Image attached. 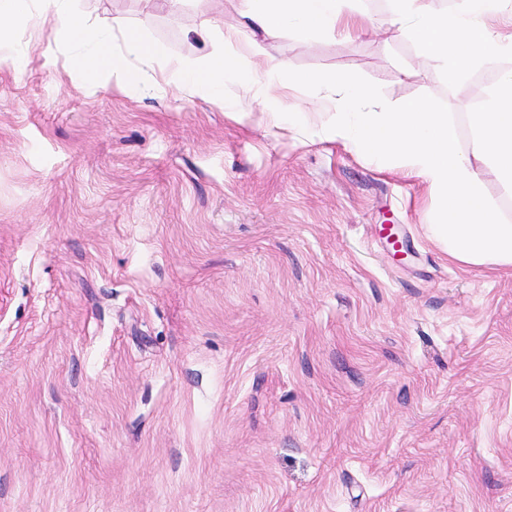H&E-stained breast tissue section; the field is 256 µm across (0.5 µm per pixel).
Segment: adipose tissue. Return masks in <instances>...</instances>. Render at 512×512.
<instances>
[{"mask_svg": "<svg viewBox=\"0 0 512 512\" xmlns=\"http://www.w3.org/2000/svg\"><path fill=\"white\" fill-rule=\"evenodd\" d=\"M391 23L410 35L423 53L438 64L449 81L462 79L489 59L512 56V33L495 25L512 14V0H454L451 11L434 8L433 0H389ZM245 27L239 38L256 45L258 36L294 30L351 36L356 29L343 0H239ZM34 24L52 19L57 34L71 45L70 65L86 86L111 78L114 87L160 67L166 85L177 90H204L222 102L224 82L247 73L239 55L212 43L199 58L159 63L143 35L127 30L123 47L114 50L110 29L91 25L75 0H0V14ZM283 79L299 86L324 88L330 108L316 130L318 138L341 142L349 150L373 159L382 168H398L427 185L432 222L427 234L448 257L460 264L512 269V220L504 213L512 199V71L497 75L494 92L484 108L458 120L412 99L392 111L373 112V91L344 76H315L288 71L279 61L266 71V86ZM469 146H462V134ZM502 190L491 196L488 178Z\"/></svg>", "mask_w": 512, "mask_h": 512, "instance_id": "ef3b65f1", "label": "adipose tissue"}]
</instances>
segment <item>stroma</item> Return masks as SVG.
<instances>
[{"instance_id":"stroma-1","label":"stroma","mask_w":512,"mask_h":512,"mask_svg":"<svg viewBox=\"0 0 512 512\" xmlns=\"http://www.w3.org/2000/svg\"><path fill=\"white\" fill-rule=\"evenodd\" d=\"M159 60L239 27L238 0H77ZM349 39L274 59L477 111L512 57L448 83L349 0ZM0 66V512H512V270L428 239L425 185L265 130L160 72L80 89L55 21ZM251 113L241 124L233 112Z\"/></svg>"}]
</instances>
